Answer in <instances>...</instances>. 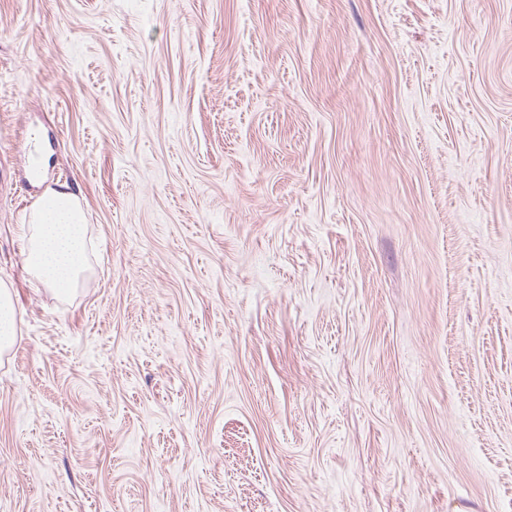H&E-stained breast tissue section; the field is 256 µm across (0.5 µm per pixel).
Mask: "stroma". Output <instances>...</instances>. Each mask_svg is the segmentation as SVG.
I'll list each match as a JSON object with an SVG mask.
<instances>
[{
  "label": "stroma",
  "mask_w": 512,
  "mask_h": 512,
  "mask_svg": "<svg viewBox=\"0 0 512 512\" xmlns=\"http://www.w3.org/2000/svg\"><path fill=\"white\" fill-rule=\"evenodd\" d=\"M0 284V512H512V0H0ZM20 232L33 278L58 294H71L88 268V225L79 199L48 188ZM17 339V311L10 290L0 289V350L11 348Z\"/></svg>",
  "instance_id": "1"
}]
</instances>
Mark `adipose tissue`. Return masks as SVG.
I'll list each match as a JSON object with an SVG mask.
<instances>
[{
    "instance_id": "obj_1",
    "label": "adipose tissue",
    "mask_w": 512,
    "mask_h": 512,
    "mask_svg": "<svg viewBox=\"0 0 512 512\" xmlns=\"http://www.w3.org/2000/svg\"><path fill=\"white\" fill-rule=\"evenodd\" d=\"M20 232L33 278L58 294H71L88 268V226L78 198L47 189Z\"/></svg>"
}]
</instances>
